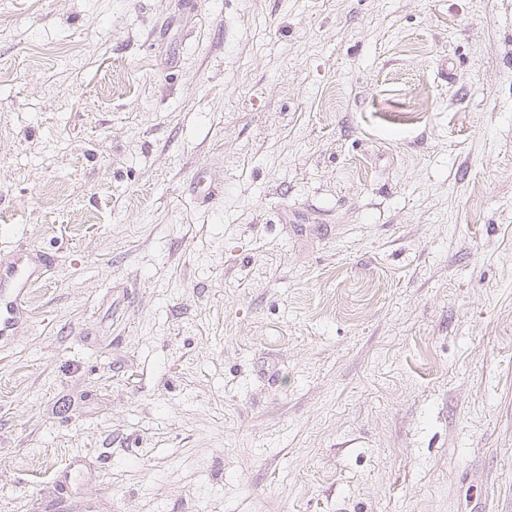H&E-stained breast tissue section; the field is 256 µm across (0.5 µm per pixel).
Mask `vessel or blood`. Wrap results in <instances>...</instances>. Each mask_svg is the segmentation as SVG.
I'll list each match as a JSON object with an SVG mask.
<instances>
[{
	"label": "vessel or blood",
	"instance_id": "1",
	"mask_svg": "<svg viewBox=\"0 0 512 512\" xmlns=\"http://www.w3.org/2000/svg\"><path fill=\"white\" fill-rule=\"evenodd\" d=\"M41 277V268L28 250H19L11 260L0 261V339L11 336L22 313L29 288Z\"/></svg>",
	"mask_w": 512,
	"mask_h": 512
}]
</instances>
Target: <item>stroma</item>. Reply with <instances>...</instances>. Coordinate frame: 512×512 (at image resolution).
Wrapping results in <instances>:
<instances>
[{
  "label": "stroma",
  "instance_id": "obj_1",
  "mask_svg": "<svg viewBox=\"0 0 512 512\" xmlns=\"http://www.w3.org/2000/svg\"><path fill=\"white\" fill-rule=\"evenodd\" d=\"M0 512H512V0H0ZM41 267L32 261L27 248L8 262L0 261V339L13 335L22 314L28 289L41 277Z\"/></svg>",
  "mask_w": 512,
  "mask_h": 512
}]
</instances>
